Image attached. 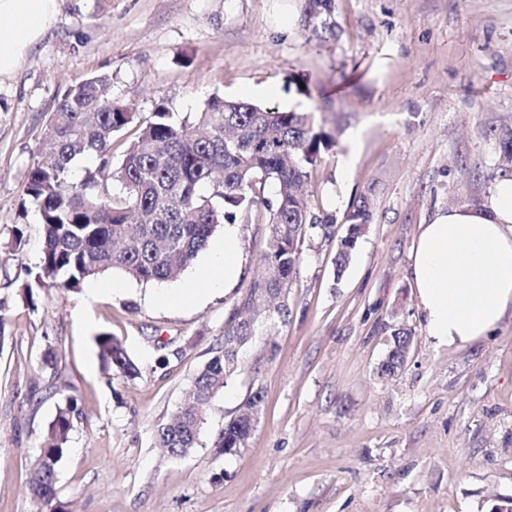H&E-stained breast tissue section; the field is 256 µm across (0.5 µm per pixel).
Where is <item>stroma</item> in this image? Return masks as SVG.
Wrapping results in <instances>:
<instances>
[{
    "label": "stroma",
    "mask_w": 512,
    "mask_h": 512,
    "mask_svg": "<svg viewBox=\"0 0 512 512\" xmlns=\"http://www.w3.org/2000/svg\"><path fill=\"white\" fill-rule=\"evenodd\" d=\"M94 75L111 77L113 101L140 123L160 104L183 120L219 95L301 107L331 143L306 186L330 223L300 243L288 314L241 349L182 458L155 447V428L223 345L269 227L239 226L237 277L189 302L161 295L221 276L223 231L163 283L112 272L90 301L35 287L43 228L19 203L48 114ZM511 131L512 0H58L55 24L0 78V512H39L30 461L67 394L80 411L57 467L66 512H489L512 499V311L472 344L435 347L409 274L421 225L487 201ZM362 197L373 221L340 272L345 216ZM398 328L413 338L407 363L383 378ZM102 332L138 377L105 371ZM256 390L246 448L219 454Z\"/></svg>",
    "instance_id": "1"
}]
</instances>
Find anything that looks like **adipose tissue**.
Here are the masks:
<instances>
[{
    "mask_svg": "<svg viewBox=\"0 0 512 512\" xmlns=\"http://www.w3.org/2000/svg\"><path fill=\"white\" fill-rule=\"evenodd\" d=\"M57 0H0V76L12 73L54 24ZM410 276L439 347L485 336L512 309V177L478 207H451L421 225Z\"/></svg>",
    "mask_w": 512,
    "mask_h": 512,
    "instance_id": "1",
    "label": "adipose tissue"
}]
</instances>
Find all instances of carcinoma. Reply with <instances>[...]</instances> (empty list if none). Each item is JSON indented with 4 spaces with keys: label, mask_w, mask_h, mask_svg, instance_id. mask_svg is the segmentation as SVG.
<instances>
[{
    "label": "carcinoma",
    "mask_w": 512,
    "mask_h": 512,
    "mask_svg": "<svg viewBox=\"0 0 512 512\" xmlns=\"http://www.w3.org/2000/svg\"><path fill=\"white\" fill-rule=\"evenodd\" d=\"M133 122L134 113L113 101L107 75L71 85L50 114L44 130L50 152L33 163L25 187L26 202L39 212L44 232L35 284L70 292L114 271L139 283L168 281L192 264L220 225L254 224L262 207L269 224V243L260 257L265 274L250 286L243 307L286 295L301 263V238L325 223L308 209L302 193L309 169L327 147L312 116L215 95L194 120L177 122L160 104L115 167L113 139ZM88 154L99 163L75 176L77 160ZM268 183L276 187L273 200L257 193ZM372 219L368 201L359 199L347 213L348 232ZM259 327L249 316L225 329L224 349L194 378L192 402L157 426V447L185 452L196 447L213 401L238 368L240 347ZM96 342L108 367L137 375L118 338L103 332ZM409 344V333L394 330L380 375L393 377L403 369ZM262 400L261 391L252 392L245 410L225 424L219 452L236 455L245 447ZM77 407L75 397L64 398L31 463L29 490L50 512H63L56 468Z\"/></svg>",
    "instance_id": "cac0c4a2"
}]
</instances>
